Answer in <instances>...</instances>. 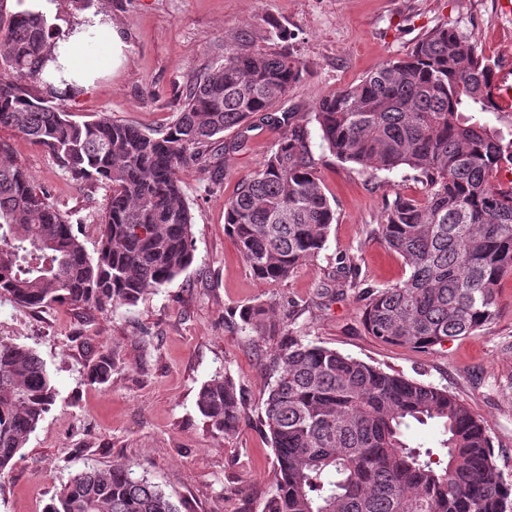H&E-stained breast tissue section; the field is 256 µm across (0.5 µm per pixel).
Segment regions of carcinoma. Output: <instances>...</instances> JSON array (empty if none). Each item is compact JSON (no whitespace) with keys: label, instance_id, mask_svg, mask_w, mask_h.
<instances>
[{"label":"carcinoma","instance_id":"cac0c4a2","mask_svg":"<svg viewBox=\"0 0 512 512\" xmlns=\"http://www.w3.org/2000/svg\"><path fill=\"white\" fill-rule=\"evenodd\" d=\"M58 33L43 14L0 18V127L40 147L79 183L112 195L97 248L88 252L72 215L0 146V296L28 308L72 304L104 311L134 306L193 261V217L179 179L193 164L212 184L224 154L247 147L254 119L279 129L271 153L224 203L225 231L254 277L288 279L319 255L335 220L322 191L306 126L282 107L300 63L281 46L260 48L245 31L224 59L192 79L165 129L100 117L77 122L33 87ZM490 60L454 26H440L402 57L359 83L323 96L311 113L327 148L362 170L408 168L420 199L399 196L371 235L402 258L409 275L383 288L350 268L363 323L380 341L431 350L482 330L499 314L497 288L512 276V186L497 173L512 163V139L475 118L497 112ZM226 131L236 136L226 141ZM259 339L280 337L261 405L276 458L264 512H512V484L469 408L445 388L281 334L277 306L245 307ZM114 364L100 354L87 379L103 384ZM56 392L39 357L0 340V481ZM197 406L211 429L235 434L240 387L227 373L206 381ZM434 422L443 458L408 440L412 424ZM45 512H181L133 465L116 461L73 475Z\"/></svg>","mask_w":512,"mask_h":512}]
</instances>
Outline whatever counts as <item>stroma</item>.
Instances as JSON below:
<instances>
[{"label":"stroma","instance_id":"stroma-1","mask_svg":"<svg viewBox=\"0 0 512 512\" xmlns=\"http://www.w3.org/2000/svg\"><path fill=\"white\" fill-rule=\"evenodd\" d=\"M126 43L124 60L83 94L65 99L74 120L108 116L144 131L175 119L188 80L224 55L242 31L286 29L301 64L288 105L299 115L318 100L358 83L423 35L454 24L512 85V0H92ZM316 174L336 212L324 249L286 281L253 277L224 224V203L259 169L278 134L248 133L246 150L224 157V180L208 185L196 167L180 177L193 216L194 260L179 277L137 303L104 312L56 305L20 306L0 297V339L33 350L57 390L54 404L0 483V512H44L56 486L86 467L116 461L159 484L182 512H263L276 462L259 422L272 344L242 329V307L275 302L286 330L389 372L447 388L489 435L496 464L512 481V276L498 288L499 316L477 334L420 351L369 335L362 304L344 287L349 266L386 286L409 274L402 259L370 234L395 197L418 198L408 169L360 172L336 158L308 124ZM11 159L73 213L87 250L112 189L74 182L44 150L0 131ZM114 361L108 382L86 379L98 354ZM240 384L245 411L239 431L211 430L197 407L215 373Z\"/></svg>","mask_w":512,"mask_h":512}]
</instances>
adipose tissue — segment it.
Returning a JSON list of instances; mask_svg holds the SVG:
<instances>
[{
    "label": "adipose tissue",
    "mask_w": 512,
    "mask_h": 512,
    "mask_svg": "<svg viewBox=\"0 0 512 512\" xmlns=\"http://www.w3.org/2000/svg\"><path fill=\"white\" fill-rule=\"evenodd\" d=\"M124 46L120 30L104 15L86 13L72 33L52 44L43 77L67 92L90 88L97 77L119 67Z\"/></svg>",
    "instance_id": "obj_1"
}]
</instances>
